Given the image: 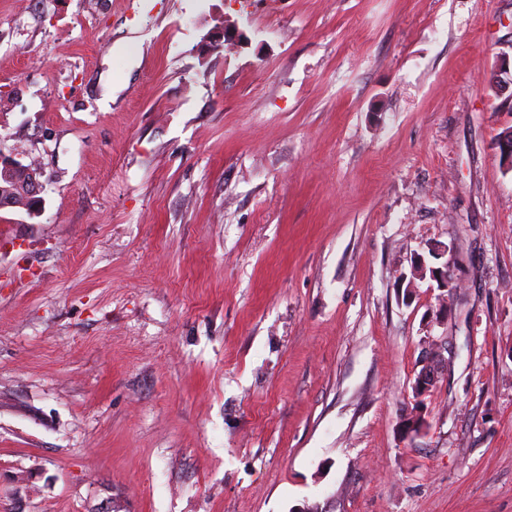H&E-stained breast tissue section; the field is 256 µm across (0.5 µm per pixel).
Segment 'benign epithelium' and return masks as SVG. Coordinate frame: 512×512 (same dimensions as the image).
I'll use <instances>...</instances> for the list:
<instances>
[{"label": "benign epithelium", "mask_w": 512, "mask_h": 512, "mask_svg": "<svg viewBox=\"0 0 512 512\" xmlns=\"http://www.w3.org/2000/svg\"><path fill=\"white\" fill-rule=\"evenodd\" d=\"M498 142L503 144L500 151L503 166L512 170V132L504 131ZM42 177L41 168L24 164L12 155L6 156L0 152V210L22 209L30 219L41 216L44 209L42 193L45 187ZM418 263L422 270L417 272V276L420 277L429 270V277L436 281L439 290L445 291L450 288L453 279L448 271V263L444 262L439 267H429L422 258ZM444 351L445 347L437 340L429 342L422 351L420 371L411 385L414 402L421 401L435 388L439 374L448 365ZM399 428L401 434L406 437L418 436L428 430L429 421L422 418V412L411 410L400 418Z\"/></svg>", "instance_id": "7a95c632"}]
</instances>
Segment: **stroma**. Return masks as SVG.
<instances>
[{
  "label": "stroma",
  "mask_w": 512,
  "mask_h": 512,
  "mask_svg": "<svg viewBox=\"0 0 512 512\" xmlns=\"http://www.w3.org/2000/svg\"><path fill=\"white\" fill-rule=\"evenodd\" d=\"M495 76L512 0H0V512H512ZM43 171L0 152V210L22 209L28 218L41 216L45 184ZM416 263H419L422 266L423 270L419 271V272H415V275L419 276L420 278H423L422 280H424L427 277L428 269L431 270V274L429 272V277L433 281H436L437 288H439L440 291H445V290L448 291V289L450 288V284H453L452 276H451L450 272L448 271V260H446L444 263H442V265L439 267H433V266L428 267L423 258H419V260ZM432 271H433V273H432ZM425 272H426V277L424 275ZM444 351L442 342L437 340H431L422 351L419 361L421 368L411 385L414 405L430 395L437 384L439 374L447 367L448 358H445ZM423 413L418 410H411L400 418L399 428L405 437L418 436L424 434L429 428V421L420 419Z\"/></svg>",
  "instance_id": "35a3bbf8"
}]
</instances>
